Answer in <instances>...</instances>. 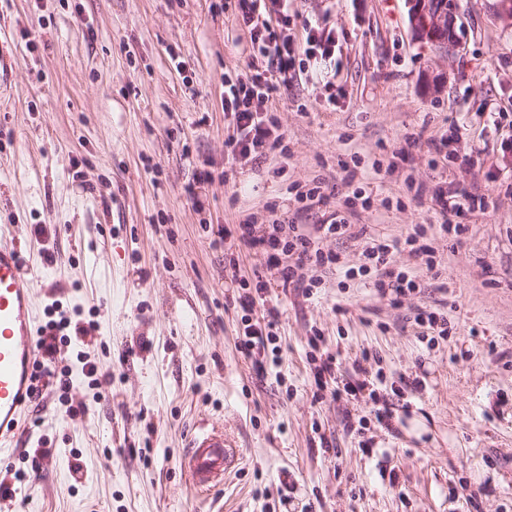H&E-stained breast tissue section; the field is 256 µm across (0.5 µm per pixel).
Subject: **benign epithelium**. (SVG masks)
I'll list each match as a JSON object with an SVG mask.
<instances>
[{
    "label": "benign epithelium",
    "mask_w": 512,
    "mask_h": 512,
    "mask_svg": "<svg viewBox=\"0 0 512 512\" xmlns=\"http://www.w3.org/2000/svg\"><path fill=\"white\" fill-rule=\"evenodd\" d=\"M410 25L416 36L453 55L461 46L458 29L463 26L458 9H446L435 0H410Z\"/></svg>",
    "instance_id": "benign-epithelium-1"
}]
</instances>
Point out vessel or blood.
Here are the masks:
<instances>
[{"mask_svg":"<svg viewBox=\"0 0 512 512\" xmlns=\"http://www.w3.org/2000/svg\"><path fill=\"white\" fill-rule=\"evenodd\" d=\"M34 282L21 255L0 243V449L13 451L19 419L33 397L32 368L38 358ZM238 461V451L213 429L194 436L183 459L190 483L207 491L223 485Z\"/></svg>","mask_w":512,"mask_h":512,"instance_id":"1","label":"vessel or blood"}]
</instances>
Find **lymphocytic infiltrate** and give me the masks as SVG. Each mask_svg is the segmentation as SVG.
Listing matches in <instances>:
<instances>
[{"label": "lymphocytic infiltrate", "mask_w": 512, "mask_h": 512, "mask_svg": "<svg viewBox=\"0 0 512 512\" xmlns=\"http://www.w3.org/2000/svg\"><path fill=\"white\" fill-rule=\"evenodd\" d=\"M271 17L256 15L254 0H238L241 21L249 33L252 53L244 72L224 81V116L233 132L224 142L228 160L249 158L261 160L273 155L281 147L283 137L278 132L275 115L268 110V104L277 90L276 75L288 74L296 65L298 54L327 61L336 53V38L332 29L321 26L309 27L304 44L279 39L273 28L274 23H287L288 0H270ZM352 200H345L341 209L331 213L329 220L316 225L314 232L304 231L302 225L281 217L265 224L256 223L253 214H245L236 224L234 231L241 248L246 250H271L266 272L256 275L254 288L243 289L236 303L243 313L242 338L239 347L246 354L264 347L272 340L276 325L275 314H268L263 320H253L257 305L265 304L268 284L266 274H274L283 287L301 290L303 296H312L315 288L323 283V274L330 269H342L343 276L352 280L358 276H372L373 286L380 296L391 303L418 292L420 284L413 274L401 270L394 262L393 255L399 245H407L410 253L424 258L427 268H435L437 262L432 248L427 243L428 227L416 226L405 240L398 241L385 237H373L366 242L363 250L364 263L358 269L343 268L339 254L324 251L321 243L327 238L350 234L352 226L349 215ZM93 322L60 319L48 323L38 339L42 361L38 365V376L46 384H62L53 362L57 353L58 332L71 328L76 334H88Z\"/></svg>", "instance_id": "obj_1"}]
</instances>
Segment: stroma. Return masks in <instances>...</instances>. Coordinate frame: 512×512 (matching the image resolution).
<instances>
[{
  "mask_svg": "<svg viewBox=\"0 0 512 512\" xmlns=\"http://www.w3.org/2000/svg\"><path fill=\"white\" fill-rule=\"evenodd\" d=\"M236 6L0 0V225L37 276L38 324L54 306L97 323L60 344L68 390L43 389L16 450L0 454L4 512H512V20L497 0H459L464 35L449 55L414 36L408 0H290L295 41L306 25L334 28L344 94L329 103L315 60L289 72L272 100L286 159L229 186L224 81L251 49ZM456 122L470 134L455 152L473 166L431 165L427 137ZM419 131L394 173L375 171ZM315 178L328 202L302 209L288 188ZM356 185L370 197L350 216L358 234L324 250L356 268L368 238L426 224L436 270L399 249L421 291L398 306L332 272L310 298L273 282L280 363L257 371L236 347L234 300L268 256L243 253L231 277L222 228L242 208L267 223L271 204L308 228ZM462 186L487 208L460 216L463 234L441 232L434 196ZM420 307L447 312V338H420ZM81 350L111 382L90 386ZM325 350L341 380L362 362L395 404L391 427L368 394L318 388ZM204 428L243 458L201 494L182 458ZM38 448L49 456L33 460Z\"/></svg>",
  "mask_w": 512,
  "mask_h": 512,
  "instance_id": "35a3bbf8",
  "label": "stroma"
}]
</instances>
